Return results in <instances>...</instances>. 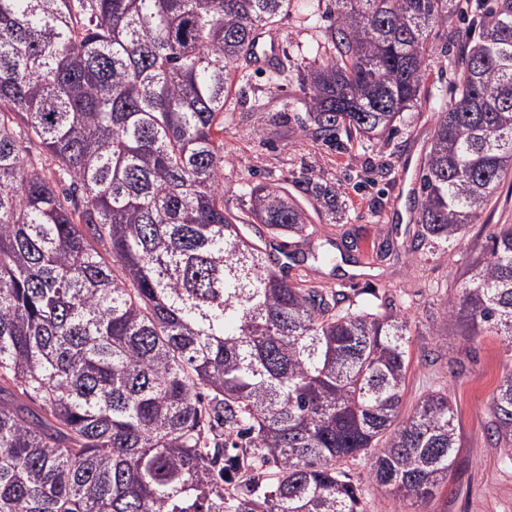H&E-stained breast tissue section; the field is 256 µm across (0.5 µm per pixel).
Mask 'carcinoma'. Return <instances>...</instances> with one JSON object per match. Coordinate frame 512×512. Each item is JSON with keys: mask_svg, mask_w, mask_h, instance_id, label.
Here are the masks:
<instances>
[{"mask_svg": "<svg viewBox=\"0 0 512 512\" xmlns=\"http://www.w3.org/2000/svg\"><path fill=\"white\" fill-rule=\"evenodd\" d=\"M294 0H0V512H363L432 498L459 438L448 390L401 417L409 321L283 275L248 235L307 233L273 184L224 204V104ZM303 75L311 136L369 141L458 46L419 177L413 252L480 223L512 173V0H330ZM329 220L336 187L306 179ZM443 311L512 352V224ZM490 411L512 447V370Z\"/></svg>", "mask_w": 512, "mask_h": 512, "instance_id": "cac0c4a2", "label": "carcinoma"}]
</instances>
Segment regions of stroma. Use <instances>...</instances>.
<instances>
[{"mask_svg":"<svg viewBox=\"0 0 512 512\" xmlns=\"http://www.w3.org/2000/svg\"><path fill=\"white\" fill-rule=\"evenodd\" d=\"M270 36L282 47L291 80L276 92L268 90L261 71H250L246 79L234 82L224 107L229 154L225 204L238 209L245 187L275 184L306 209L312 232L307 242L291 235L275 237V247L293 253L326 240H358L354 262L293 263L288 277L410 318V367L402 412L411 414L427 391L447 388L461 441L452 475L417 512H512V450L497 444L490 430V400L501 376L512 369V355L496 336L467 341L460 328L442 316L445 306L459 303L468 261L487 249L493 225L512 224V175L500 184L480 222L448 250H410L417 231L419 174L430 150L436 113L451 98L458 72L456 50L434 54L420 102L403 113L392 134L372 141H350L341 134L324 142L298 134L306 119L298 103L303 96L298 77L318 57L313 30L294 10ZM280 111L285 114L280 134L266 133L270 113ZM309 177L335 186L340 219L320 217L316 202L303 190ZM383 237L394 249L380 258L373 255L371 243ZM370 465L369 458L361 457L348 468L351 480L364 491L365 512H408L407 504L393 494L374 490Z\"/></svg>","mask_w":512,"mask_h":512,"instance_id":"obj_1","label":"stroma"}]
</instances>
